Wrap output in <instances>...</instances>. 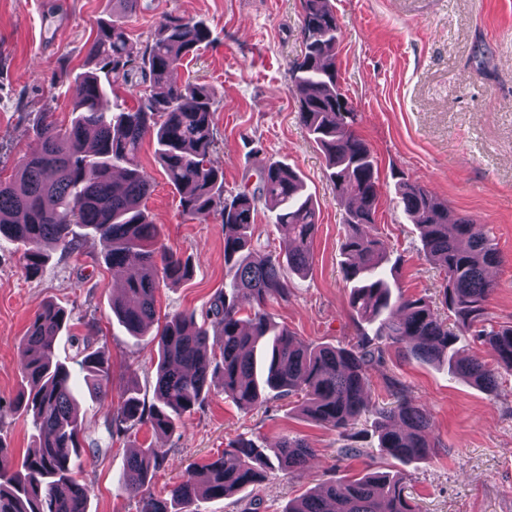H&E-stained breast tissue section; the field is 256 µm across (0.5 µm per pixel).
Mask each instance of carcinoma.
I'll return each instance as SVG.
<instances>
[{
	"mask_svg": "<svg viewBox=\"0 0 512 512\" xmlns=\"http://www.w3.org/2000/svg\"><path fill=\"white\" fill-rule=\"evenodd\" d=\"M142 0H113L112 20L101 24L88 49L87 70L73 85L72 118L63 127L45 112L36 125V143L19 160L14 176L0 180V237L23 248V268L36 272L45 247L74 249L73 227L92 230L112 269L127 276L112 313L131 334L143 336L155 320L156 293L163 280L182 281L191 267L161 242L146 201L153 180L140 164L143 141L154 137L157 161L179 195L181 212L195 217L220 207L224 224V266L230 282L207 310L215 329L209 335L194 314H176L157 333L159 362L154 401L147 405L130 388L112 408L107 403L108 365L95 354L79 361L84 386L106 403L112 436L147 427L172 432L201 405L220 377L224 395L243 411L264 401L302 395L301 413L334 428L349 444L344 457L363 451L351 444L365 411L369 368L375 349L366 333L351 348L305 344L278 325L269 303L291 296V278L308 273L319 215L300 176L274 161L252 192L224 197V173L211 163L216 144V94L206 85L171 80L183 60L209 41L204 22L163 16L142 55L148 86L133 106L108 104L126 78L132 59L126 22ZM303 59L291 82L299 96V119L323 152L328 178L345 203L347 231L342 242L349 307L356 324L375 326L374 335L401 348L407 358L448 362L449 371L486 390L497 375L512 372V326L492 324L489 276L501 255L472 220L451 217L448 205L417 181L400 180L395 193L420 231L425 259L443 271L441 304L454 317L443 320L423 296L393 292L386 272L389 251L373 234L380 194L378 166L356 129V113L338 92L336 57L340 28L327 0H303ZM263 204L283 228L280 252L265 250L255 237L254 215ZM66 311L43 303L19 343L26 382L19 405L32 412L35 449L14 468L0 441V512H87L88 488L76 477L80 438L77 382L63 363H53L55 337ZM474 331L495 356L491 368L456 348L462 332ZM395 406L380 412L378 448L402 461L431 457L432 425L404 385L384 378ZM314 450L303 438L285 437L269 457L266 448L241 439L220 455L190 470L167 492L149 491L153 473L166 457L163 448H142L127 459L118 490L138 498L139 512H186L198 499H222L261 483L277 466L292 472L307 466ZM284 512H419L405 494L401 474L366 470L356 478L330 480L288 501Z\"/></svg>",
	"mask_w": 512,
	"mask_h": 512,
	"instance_id": "carcinoma-1",
	"label": "carcinoma"
}]
</instances>
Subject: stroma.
Wrapping results in <instances>:
<instances>
[{"mask_svg": "<svg viewBox=\"0 0 512 512\" xmlns=\"http://www.w3.org/2000/svg\"><path fill=\"white\" fill-rule=\"evenodd\" d=\"M341 32L336 59L340 89L356 115L357 131L374 152L381 192L375 231L397 259L398 287L438 301L439 269L425 260L419 233L394 193L393 172L424 184L452 214L467 216L494 240L501 256L493 268L492 320L512 325V0H330ZM167 13L203 21L210 43L175 71L177 82H197L217 94V145L211 159L224 173V193L255 189L262 169L282 161L303 177L320 210L313 266L294 278L288 301H274L275 322L301 341L349 347L358 327L348 308L343 277L345 211L325 175L322 152L298 119L291 70L304 51L301 0H146L128 20L130 47L142 56ZM112 0H0V171L34 144L43 112L68 123L71 86L83 72L100 22ZM144 169L154 181L147 202L165 245L187 259L186 280L161 283L156 326L183 312L204 316L224 288V226L217 213L182 214L179 197L145 141ZM76 248L52 246L37 273L21 266V246L0 240V442L13 465L33 446L32 418L17 407L26 384L18 343L38 306H62L69 326L56 341L55 358L78 371L84 351L110 366L109 402L120 404L130 385L145 403L154 400L158 347L135 337L112 314L121 286L102 257L94 234L76 232ZM370 377L368 404L357 426L361 457L338 453L344 439L306 419L296 398L271 399L240 410L213 388L206 401L169 435L147 429L113 441L110 417L88 392L77 410L85 422L78 474L90 490L89 512H138V500L117 493L131 451L166 449L150 489L166 495L190 466L239 439L266 448L285 436L316 450L308 467L268 469L257 486L219 500L200 499L195 512H284L290 499L318 484L374 467L398 472L421 512H512V374L488 392L446 366L408 360L380 345ZM398 379L430 415L438 446L427 460L401 464L381 454L375 423L392 398L385 378Z\"/></svg>", "mask_w": 512, "mask_h": 512, "instance_id": "stroma-1", "label": "stroma"}]
</instances>
